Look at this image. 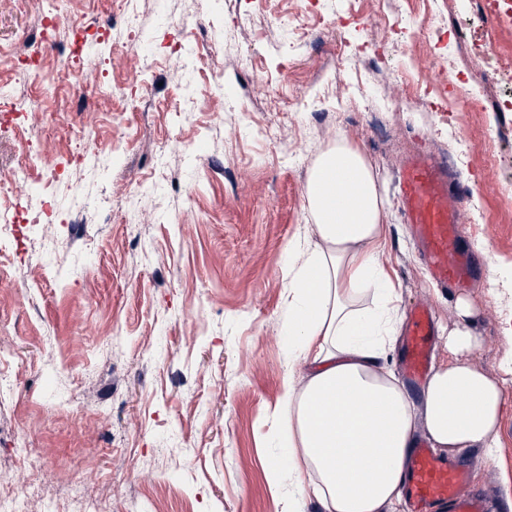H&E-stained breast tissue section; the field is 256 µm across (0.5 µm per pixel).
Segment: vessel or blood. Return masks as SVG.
Masks as SVG:
<instances>
[{
  "instance_id": "obj_1",
  "label": "vessel or blood",
  "mask_w": 512,
  "mask_h": 512,
  "mask_svg": "<svg viewBox=\"0 0 512 512\" xmlns=\"http://www.w3.org/2000/svg\"><path fill=\"white\" fill-rule=\"evenodd\" d=\"M399 202L411 225L421 260L433 284L452 292L470 286L483 269L466 248L459 222L462 193L448 175V166L418 153L401 167ZM435 330L429 310L412 308L403 343V370L415 383L426 378L434 350ZM413 512H489L481 494L465 492L468 469L458 460H442L424 442H417L404 472Z\"/></svg>"
}]
</instances>
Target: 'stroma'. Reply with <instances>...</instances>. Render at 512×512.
I'll list each match as a JSON object with an SVG mask.
<instances>
[{
	"mask_svg": "<svg viewBox=\"0 0 512 512\" xmlns=\"http://www.w3.org/2000/svg\"><path fill=\"white\" fill-rule=\"evenodd\" d=\"M58 38L73 22L105 37L101 60L47 49L0 119V163L30 143L35 171L59 188L0 195V494L28 512H286L301 491L277 416L288 372V244L306 237V184L345 141L369 162L385 208L380 262L400 320L418 304L436 322L434 365L466 302L469 364L502 381L495 458L467 449L469 487L504 508L512 471V112L466 113V99L418 83L429 49L473 70L455 37L438 38L441 0H43ZM29 0H0V84L30 26ZM405 37L387 44L384 34ZM343 62L334 63L337 44ZM391 105L381 124L372 108ZM44 110L37 128L26 111ZM474 153L450 167L466 193V245L486 266L470 287L428 283L400 209L397 181L419 151ZM103 163L86 169V149ZM82 188L81 208L70 202ZM30 208L44 223H17ZM302 500V499H301Z\"/></svg>",
	"mask_w": 512,
	"mask_h": 512,
	"instance_id": "35a3bbf8",
	"label": "stroma"
}]
</instances>
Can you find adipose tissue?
Segmentation results:
<instances>
[{
  "mask_svg": "<svg viewBox=\"0 0 512 512\" xmlns=\"http://www.w3.org/2000/svg\"><path fill=\"white\" fill-rule=\"evenodd\" d=\"M339 174L328 188L326 172ZM317 243L288 245L289 335L307 374L288 376L279 415L288 471L323 512H396L403 469L422 425L434 448L494 456L504 402L502 384L469 365L475 345L470 309L459 305L450 363L433 370L419 402L387 372L393 349L394 290L380 267L383 200L362 154L344 143L324 153L306 186ZM381 304L362 306L366 294Z\"/></svg>",
  "mask_w": 512,
  "mask_h": 512,
  "instance_id": "1",
  "label": "adipose tissue"
}]
</instances>
